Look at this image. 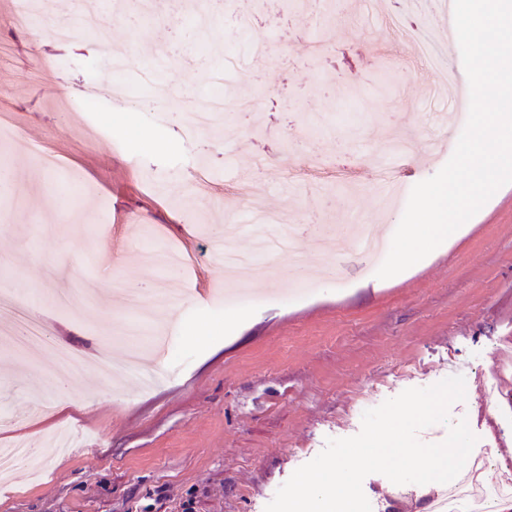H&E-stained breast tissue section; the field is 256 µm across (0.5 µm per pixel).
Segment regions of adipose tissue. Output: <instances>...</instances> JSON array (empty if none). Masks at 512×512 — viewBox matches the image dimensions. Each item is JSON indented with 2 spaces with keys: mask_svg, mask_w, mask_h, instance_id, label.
Returning <instances> with one entry per match:
<instances>
[{
  "mask_svg": "<svg viewBox=\"0 0 512 512\" xmlns=\"http://www.w3.org/2000/svg\"><path fill=\"white\" fill-rule=\"evenodd\" d=\"M370 459L390 466L396 462L419 470L421 496L442 495L448 489L449 478H463L467 472L454 448H411L404 441L398 424L378 431L369 451ZM332 478L309 474L300 478L294 512H306L310 502L322 503L327 512H343L346 502L355 494V466L344 461L332 464Z\"/></svg>",
  "mask_w": 512,
  "mask_h": 512,
  "instance_id": "obj_1",
  "label": "adipose tissue"
}]
</instances>
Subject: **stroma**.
<instances>
[{"label":"stroma","instance_id":"stroma-1","mask_svg":"<svg viewBox=\"0 0 512 512\" xmlns=\"http://www.w3.org/2000/svg\"><path fill=\"white\" fill-rule=\"evenodd\" d=\"M351 3L268 0L246 19L242 0L174 15L163 0H123L114 45L192 102L208 96L209 53L240 65L224 76L213 135L142 91L114 111L99 101L93 140L65 125L64 104L134 72H115L82 28L41 41L12 27L19 0L0 8V106L23 139L0 143L20 184L0 197V294L24 289L28 320L91 359L69 381L0 345V445L43 451L39 472L20 465L0 484V512H290L298 476L349 459L401 406L442 394L433 414L404 422L408 446L457 445L494 467L480 494L512 497V184L449 247L389 279L360 253L314 248L322 225L354 211L372 224L384 163L416 183L442 167L391 154L403 128L421 143L435 129L418 40L437 16L415 12L400 30L394 0L372 15ZM267 40L276 53L258 52ZM247 177L267 211L292 220L291 250L268 257L276 275L238 284L236 305L186 303L161 330L175 355L145 349L163 384L113 389L97 358L115 350L114 322L142 318L110 281L147 297L223 284L225 250L250 239ZM171 247L188 272L142 257ZM392 479L378 462L359 466L350 512H385Z\"/></svg>","mask_w":512,"mask_h":512}]
</instances>
